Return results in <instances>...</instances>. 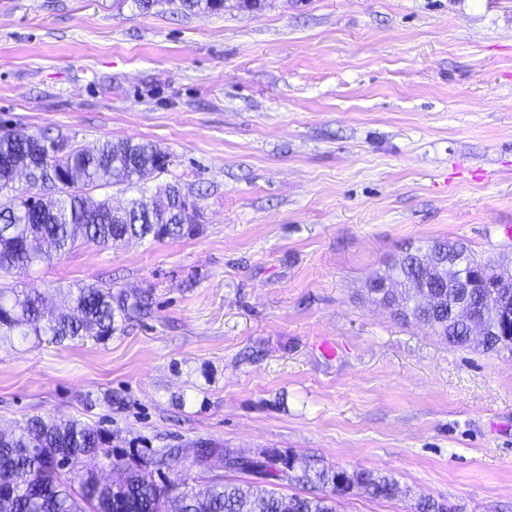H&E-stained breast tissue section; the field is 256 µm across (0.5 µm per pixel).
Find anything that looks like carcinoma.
<instances>
[{"mask_svg": "<svg viewBox=\"0 0 512 512\" xmlns=\"http://www.w3.org/2000/svg\"><path fill=\"white\" fill-rule=\"evenodd\" d=\"M142 13L162 3H175L185 14L219 13L226 0H133ZM168 154L151 142L105 141L87 149L41 133L11 130L0 134V274L12 275L60 255L75 243L112 246L132 239L163 241L194 235L196 205L177 184L169 183L147 203L133 195L120 208L110 200L92 202L91 190L122 186L141 191L142 179L162 173ZM26 172L28 188L16 187ZM458 257L453 270L436 266ZM367 286L371 302L390 308L402 320L425 327L453 346L483 353L512 354V335L484 336L479 326L500 321L495 285L511 286L512 260L480 261L459 242L435 241L405 249L392 258ZM69 306L45 307L36 288H0V346L17 336L38 342L50 336L61 343L83 336L105 338L118 325L151 314L148 291L129 294L108 283H74L67 288ZM195 456H222L229 470L250 475L254 462L231 448L209 442L193 446ZM181 454L167 448L150 461L130 466L112 458V436L71 419L32 417L17 430L0 429V512H339L341 499L357 489L371 499L392 500L403 494L390 474L361 469L351 474L310 458L273 453L267 479L210 478L197 492L185 479H170L166 470ZM109 460L115 474L102 482L82 470L85 459ZM310 488L306 494L277 490L282 483ZM414 512H456L427 496Z\"/></svg>", "mask_w": 512, "mask_h": 512, "instance_id": "cac0c4a2", "label": "carcinoma"}]
</instances>
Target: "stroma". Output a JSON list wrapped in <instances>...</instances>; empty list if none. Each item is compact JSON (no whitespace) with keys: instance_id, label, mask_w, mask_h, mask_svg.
<instances>
[{"instance_id":"obj_1","label":"stroma","mask_w":512,"mask_h":512,"mask_svg":"<svg viewBox=\"0 0 512 512\" xmlns=\"http://www.w3.org/2000/svg\"><path fill=\"white\" fill-rule=\"evenodd\" d=\"M157 144L146 195L196 235L79 245L28 281L151 291L112 337L0 349V427L74 419L129 463L210 442L389 473L340 512H512V354L451 347L365 300L400 248L512 257V0H0V133ZM135 7L142 13H149L162 3H175L177 9L185 14L219 13L226 9V0H133Z\"/></svg>"}]
</instances>
